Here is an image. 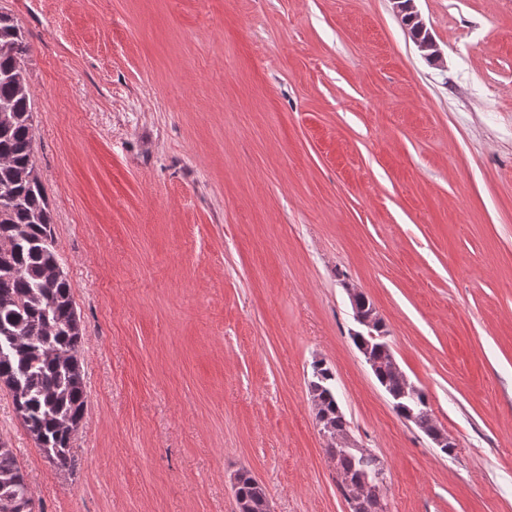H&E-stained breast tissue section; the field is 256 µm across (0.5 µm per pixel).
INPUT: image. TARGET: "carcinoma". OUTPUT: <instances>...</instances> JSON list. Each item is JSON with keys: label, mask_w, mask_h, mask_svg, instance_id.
I'll list each match as a JSON object with an SVG mask.
<instances>
[{"label": "carcinoma", "mask_w": 512, "mask_h": 512, "mask_svg": "<svg viewBox=\"0 0 512 512\" xmlns=\"http://www.w3.org/2000/svg\"><path fill=\"white\" fill-rule=\"evenodd\" d=\"M28 51L18 23L0 13V45ZM53 219L34 166L33 92L17 56L0 51V386L44 457L59 469L72 462V440L86 409L83 333L68 279L51 273L59 256ZM309 392L324 426L349 429L329 365L312 369ZM337 473L355 477L371 462L337 453ZM31 494L13 449L0 439V512ZM251 512H264L263 493L240 471L236 490Z\"/></svg>", "instance_id": "cac0c4a2"}]
</instances>
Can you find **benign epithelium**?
<instances>
[{"label":"benign epithelium","instance_id":"obj_1","mask_svg":"<svg viewBox=\"0 0 512 512\" xmlns=\"http://www.w3.org/2000/svg\"><path fill=\"white\" fill-rule=\"evenodd\" d=\"M396 12L400 15L410 13L413 19L418 22V27L425 32V37L421 40L414 41V44L420 55L426 60L434 63H443V51L435 41L431 33L428 32L427 26L418 12L415 0H392ZM353 318L359 330L353 332L356 338H365L367 343L359 344V352L362 354L366 364L375 374L379 372H390L403 383V390L394 398L390 399L391 404L398 406L406 405L405 421L414 425L419 424L420 405L417 404V386H415L405 373L400 369L394 355L388 344L384 343V337L376 334V330L380 327V316L376 310L369 312L355 305L353 306ZM378 342L382 344L383 354L377 356L371 349V344ZM321 435L329 441L332 448H343L351 450L363 457L371 455V451L362 447L349 431H338L329 433L327 429H320ZM384 477L383 471H376L373 476H364L356 481L346 480L344 486V500L346 502V512H363L367 503L376 501L383 504L384 501Z\"/></svg>","mask_w":512,"mask_h":512}]
</instances>
